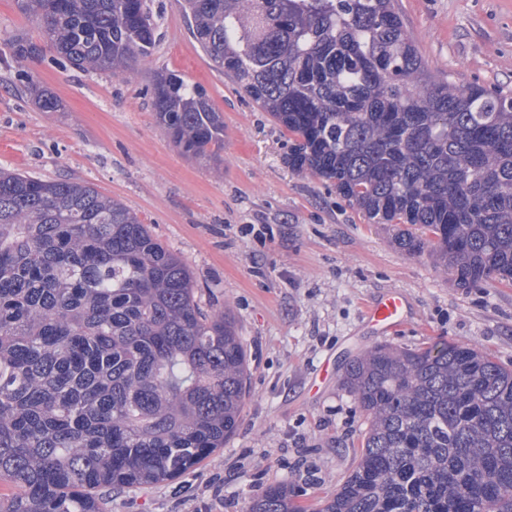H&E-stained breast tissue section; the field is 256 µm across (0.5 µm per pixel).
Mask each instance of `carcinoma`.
<instances>
[{"label": "carcinoma", "instance_id": "cac0c4a2", "mask_svg": "<svg viewBox=\"0 0 512 512\" xmlns=\"http://www.w3.org/2000/svg\"><path fill=\"white\" fill-rule=\"evenodd\" d=\"M80 71L151 55L146 0H17ZM205 55L288 133V167L370 224H410L457 286L512 282V95L424 74L396 0H183ZM18 58L39 55L10 41ZM37 105L58 99L25 75ZM185 156L224 149L206 89L151 87ZM228 313L122 202L71 178L0 170V512H106V493L171 480L224 447L247 396ZM344 384L367 420L319 512H512V370L467 344H379ZM246 512H305L284 484Z\"/></svg>", "mask_w": 512, "mask_h": 512}]
</instances>
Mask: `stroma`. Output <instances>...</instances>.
Here are the masks:
<instances>
[{"label":"stroma","instance_id":"obj_1","mask_svg":"<svg viewBox=\"0 0 512 512\" xmlns=\"http://www.w3.org/2000/svg\"><path fill=\"white\" fill-rule=\"evenodd\" d=\"M157 42L115 75L80 72L46 48L15 0H0V169L93 184L150 224L190 268L205 314L231 312L249 359V395L223 448L179 478L113 492L109 512H246L261 488L288 483L318 504L352 472L366 427L343 384L374 345L460 342L512 368V285L458 287L429 253L399 248L390 227L285 162L286 132L240 95L200 49L178 0H147ZM426 69L460 87L512 93V0H398ZM19 37L42 46L20 61ZM172 71L202 85L224 115L216 162L183 156L156 122L149 89ZM60 99L41 111L24 73ZM407 301L379 333L366 305Z\"/></svg>","mask_w":512,"mask_h":512}]
</instances>
